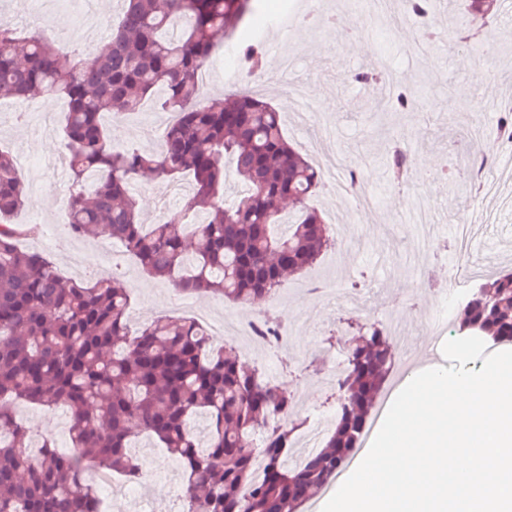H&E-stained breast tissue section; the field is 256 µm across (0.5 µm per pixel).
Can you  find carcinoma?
<instances>
[{"label": "carcinoma", "instance_id": "cac0c4a2", "mask_svg": "<svg viewBox=\"0 0 512 512\" xmlns=\"http://www.w3.org/2000/svg\"><path fill=\"white\" fill-rule=\"evenodd\" d=\"M110 40L90 53H61L36 32L0 19V93L66 102L61 131L72 173L69 231L107 227L148 275L184 291L240 305L273 297L291 272L314 265L335 237L306 206L319 171L289 143L280 113L249 94L209 102L199 73L214 37L239 35L259 0H124ZM496 0H466L484 19ZM154 101L173 114L155 151L114 146L104 116ZM245 185L223 199L226 162ZM387 168H411L393 149ZM192 177L183 209L145 224L128 194L145 175ZM26 187L0 147V512H101L84 474L92 466L140 478L132 433L156 440L183 464V512H301L360 447L377 396L395 363L385 328H358L337 380L338 409L321 449L296 469L288 451L302 423L281 419L295 397L242 366L232 341L191 318L128 326L131 286L117 275L61 278L53 262L18 247L37 227L14 223ZM457 336L512 343V269L495 272L453 321ZM63 407L72 418L69 453L34 439L14 407ZM203 418L201 428L195 418ZM261 447L250 446L256 429ZM262 464L266 478L256 483Z\"/></svg>", "mask_w": 512, "mask_h": 512}]
</instances>
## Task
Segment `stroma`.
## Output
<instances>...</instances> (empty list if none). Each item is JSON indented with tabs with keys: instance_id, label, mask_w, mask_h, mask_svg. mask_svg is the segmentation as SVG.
Instances as JSON below:
<instances>
[{
	"instance_id": "1",
	"label": "stroma",
	"mask_w": 512,
	"mask_h": 512,
	"mask_svg": "<svg viewBox=\"0 0 512 512\" xmlns=\"http://www.w3.org/2000/svg\"><path fill=\"white\" fill-rule=\"evenodd\" d=\"M392 22L360 16L352 12L348 0H327L321 24L310 28L297 24L281 32L279 22L288 16H305L312 0H262L269 18L258 28H246V35L260 45L281 39L293 58L290 82L301 85L321 110L319 123L301 127L292 118L293 102L282 90L277 76L279 60L265 55L262 78L250 91L281 112L283 130L292 145L308 153V144L321 140L344 168L355 169L357 181L353 197L370 196L379 208L356 214L357 225L366 228L364 246H349L320 260L301 274L289 276L278 291V304L264 301L251 305V313L274 310L278 322L292 334L290 343L273 354H259L253 366L274 373L279 384L291 391L297 419H311L331 413L334 385L324 383L320 373L328 356L335 352L333 338L351 336L361 324L387 325L394 316L414 327H422L440 310L434 291L445 283V273L454 258L451 227L460 220L473 224L470 259L481 263L493 255V270L512 268V180L500 184L495 195L483 202L480 213L465 210L466 199L480 177L468 169L463 157L469 149L495 164L491 141L469 142L472 120L487 112L489 105L512 102V68L499 64L512 43V0H505L499 17L479 26L455 6L446 13L431 9L427 18L409 14L404 0H394ZM91 8L99 26L91 33L69 24L65 16L70 5L60 4L58 12L33 21L24 10V0H0V15L18 29H39L45 38L65 36L68 44L95 49L105 44L121 15V0H92ZM447 22L449 34L470 30L476 34L475 49L458 48L455 42L420 45L412 38L416 28ZM391 61L399 74L400 89L416 96L413 108L395 110L364 84L353 81L356 73L378 71L382 60ZM39 111L50 117L49 129L33 131L20 126L11 110L12 101L0 97V146L14 156L26 187V202L16 222H30L40 228L37 236L21 240L24 249L49 255L64 278L78 279L86 266L97 265L111 273L112 263H120L132 286L130 311L137 324L159 317L206 315L221 317L227 301L209 294L182 293L172 282L143 274L121 243L110 237L93 239L71 236L65 220L71 195V174L56 170L55 158L62 156L60 122L65 105L52 96L35 99ZM147 102L141 111L116 115L107 122L109 136L118 146L136 145L144 150L156 147L161 134L146 127L143 116L155 111ZM401 147L411 153L413 165L406 185L392 183L386 172L388 149ZM191 188L190 177L175 182L144 179L130 185L146 223H154L160 213L179 211ZM432 200L446 214L447 229L437 254L427 260L430 283H421L404 266L401 235L413 219L418 198ZM332 284L352 291L368 285L378 295L361 310L349 306L323 307L313 299L314 284ZM18 416L33 435L52 436L58 448L69 447L70 421L65 410L47 411L19 405ZM140 467L154 475V482L140 488L147 512H182L184 475L179 463L155 440L139 435Z\"/></svg>"
}]
</instances>
